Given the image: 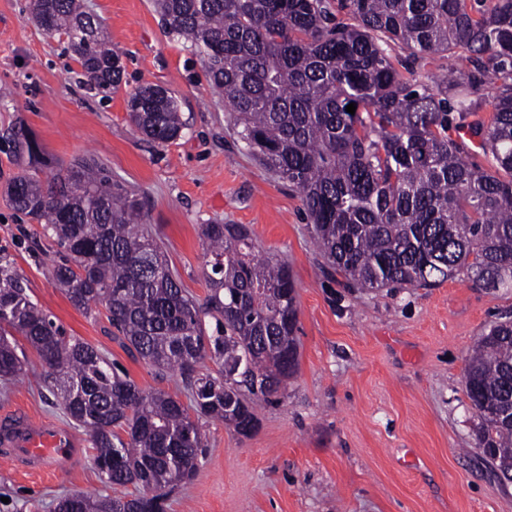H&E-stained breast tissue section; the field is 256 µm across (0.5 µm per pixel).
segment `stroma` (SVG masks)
<instances>
[{
	"label": "stroma",
	"instance_id": "stroma-1",
	"mask_svg": "<svg viewBox=\"0 0 512 512\" xmlns=\"http://www.w3.org/2000/svg\"><path fill=\"white\" fill-rule=\"evenodd\" d=\"M121 53V87L91 86L64 39L32 20L29 0H0V189L21 171L4 137L24 126L47 168L92 157L137 194L186 293L205 303L202 224L247 225L296 283L299 365L278 402L259 408L244 437L203 419L206 445L194 479L166 512H512L476 445L463 383L465 359L493 323L512 316V290L491 292L466 276L435 288L364 292L346 287L315 250L295 188L238 142L228 107L202 59L164 32L153 0H86ZM163 87L188 126L160 145L131 123L126 100ZM56 247L42 228L0 198V259L66 335L98 347L143 390L187 400L179 375L157 376L112 336L104 307H74L50 279ZM24 375L0 383V419L15 413L71 427L78 451L60 471L0 459V512H55L62 496L105 494L87 433L70 426L39 380L26 341Z\"/></svg>",
	"mask_w": 512,
	"mask_h": 512
}]
</instances>
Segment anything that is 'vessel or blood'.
I'll use <instances>...</instances> for the list:
<instances>
[{
  "mask_svg": "<svg viewBox=\"0 0 512 512\" xmlns=\"http://www.w3.org/2000/svg\"><path fill=\"white\" fill-rule=\"evenodd\" d=\"M75 445L72 433L54 423H40L16 415L0 425V446L13 461L36 470H55Z\"/></svg>",
  "mask_w": 512,
  "mask_h": 512,
  "instance_id": "obj_1",
  "label": "vessel or blood"
}]
</instances>
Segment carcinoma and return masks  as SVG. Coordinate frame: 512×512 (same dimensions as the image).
<instances>
[{"instance_id": "1", "label": "carcinoma", "mask_w": 512, "mask_h": 512, "mask_svg": "<svg viewBox=\"0 0 512 512\" xmlns=\"http://www.w3.org/2000/svg\"><path fill=\"white\" fill-rule=\"evenodd\" d=\"M37 24L67 41L99 91L124 66L83 0H31ZM164 31L190 44L224 95L247 150L295 187L315 245L349 288H435L461 274L512 289V0H156ZM405 56L393 59L391 47ZM448 74L423 79L425 59ZM356 104L355 114L346 106ZM136 129L182 137L178 102L151 84L127 97ZM489 112V121L475 120ZM478 139L485 164L449 132ZM22 172L6 202L57 246L51 277L69 301L105 307L112 335L159 373L179 374L189 404L146 392L97 347L63 330L0 263V379L24 373L14 334L44 365L43 383L85 429L93 462L118 495H72L55 512H163L193 479L196 419L240 435L256 405L298 368L296 284L288 263L256 250L244 224L202 225L211 293L189 298L135 194L91 157L39 176L41 149L13 131ZM219 376L199 371L205 360ZM477 447L496 475L512 461V320L493 324L466 359ZM133 490H128V487Z\"/></svg>"}]
</instances>
